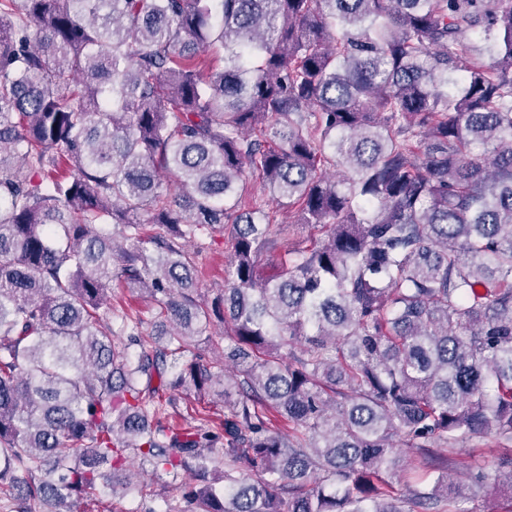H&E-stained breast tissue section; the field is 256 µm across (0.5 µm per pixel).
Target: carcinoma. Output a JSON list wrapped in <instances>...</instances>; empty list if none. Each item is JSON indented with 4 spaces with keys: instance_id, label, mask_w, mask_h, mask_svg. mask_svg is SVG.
<instances>
[{
    "instance_id": "carcinoma-1",
    "label": "carcinoma",
    "mask_w": 512,
    "mask_h": 512,
    "mask_svg": "<svg viewBox=\"0 0 512 512\" xmlns=\"http://www.w3.org/2000/svg\"><path fill=\"white\" fill-rule=\"evenodd\" d=\"M254 178L321 232L265 269ZM226 224L209 300L187 239ZM218 324L224 364L185 358ZM488 435L512 491V0H0L11 512H75L137 460L193 480L180 512H467L448 462ZM107 303H112V306L123 305L126 308L130 307L133 310H141L145 312V315L148 319V323L146 325V329L148 332L161 330V328L155 327L154 323L155 319L151 315V306L141 297V295L132 290L131 288H123L122 286L112 285V290L108 293ZM148 312V313H146Z\"/></svg>"
}]
</instances>
